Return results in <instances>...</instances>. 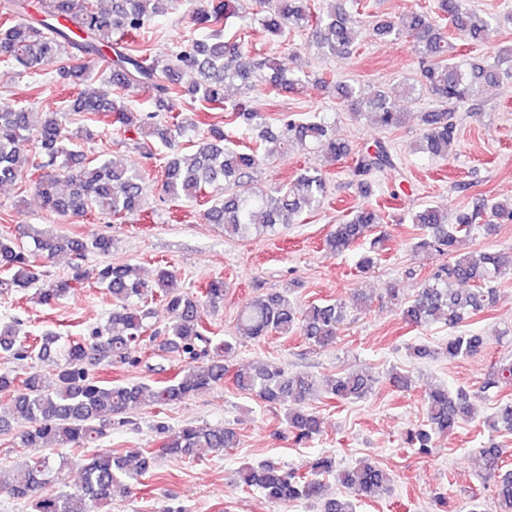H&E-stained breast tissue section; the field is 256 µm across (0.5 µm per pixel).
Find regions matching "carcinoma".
Listing matches in <instances>:
<instances>
[{"label": "carcinoma", "mask_w": 512, "mask_h": 512, "mask_svg": "<svg viewBox=\"0 0 512 512\" xmlns=\"http://www.w3.org/2000/svg\"><path fill=\"white\" fill-rule=\"evenodd\" d=\"M337 7L318 13L311 0H261V24L279 36L285 25L307 30L310 42L321 53L347 56L357 46L360 31L338 0ZM176 0H44L38 13L31 11L30 0H8L0 13V55L30 74H39L64 54L77 51L101 62L106 82L121 92L144 88L162 102L181 94L199 101L207 109L203 118H189L162 125L153 112H134L123 97L81 88L89 79L84 65L63 66L58 81L72 87L68 111L108 119L127 132L153 138L171 150L164 166V191L191 203L208 199L203 216L209 224L224 225L225 234L245 238L251 229L274 232L294 223L306 211L321 206L327 196V177L319 171H305L278 183L264 193L250 192L244 178L259 165L263 146L276 145L281 152L298 145L315 144L330 161L351 154L348 143L330 136L331 118L316 113L303 119L279 116L270 122L259 109L243 102L230 103L224 89L234 83L249 88L255 82L274 89L302 84V76L286 71L272 58L254 60L242 39H225L224 27L239 16L237 0H208L193 9L197 25L209 33L193 38L167 57L155 56L147 48L129 47L126 37L140 31L149 21L175 8ZM437 18H446L453 29L472 42H480L490 21L466 8L464 0H437ZM372 34L378 39H412V51L422 63L419 78L405 83L398 94L360 97L347 85L336 86L337 95L354 113L365 116L382 129L401 126L406 105L424 91L431 92L444 109L426 112V132L422 149L448 158L457 147L456 112L479 100L490 85L512 75V69L500 68L499 60L478 63L468 59L443 30L424 12H409L396 21L377 20ZM189 71L195 76L191 85L180 88L179 75ZM32 141L41 154L34 162L22 150ZM72 136L60 112H32L27 109L0 110V185L33 175L34 190L43 207L62 217L97 212L113 218L140 217L146 212L142 196V175L112 159L87 158L68 148ZM393 166L387 146L378 141L371 152L361 153L352 169L353 183L359 193H371L369 176ZM512 220V201H485L471 210L453 216L432 205L411 214V223L430 232L417 243L420 249H434L452 255L419 286L414 299L402 308L408 325L421 326L434 320L450 328L463 326L466 320L490 308L496 301L492 283L512 273V249L485 251L472 249L469 241L476 228L490 235L495 221ZM379 224L376 211L362 206L350 212L342 223L327 234L326 245L343 253L359 240L371 237L369 251L359 261L367 272L377 264L386 237L375 234ZM112 238L102 235L92 241L77 236L59 235L37 224L18 225V236L0 237V293L17 289L34 290L32 300L51 306L66 296L73 284L89 277L85 261L89 254L107 255ZM58 253L70 257V272L46 278L39 258ZM98 287L112 297V310L103 323L88 328L79 341L61 342V337L46 332L27 343L19 338L18 321L0 322V354L24 362L51 356L59 345L61 358L53 377L31 369L17 379L12 369H0V391L12 393L13 410L29 426L15 433L22 448H49L72 444L90 447L105 438L115 424L128 422L127 414L142 405L156 408L180 403L190 396L224 385L235 344L226 339L215 341L204 320L207 308L224 302V280L212 279L200 295L177 285L174 271L158 267L143 277L129 265L107 264L96 273ZM160 301L170 321L153 338L160 346L178 352L187 359L186 367L173 378L155 385L121 383L106 385L90 373L88 363L104 362L119 369L139 362L144 334L151 329L149 304ZM347 303L342 301L296 306L280 292L259 294L249 299L237 318L238 336L259 339L269 335L300 334L315 346L335 343L339 326L346 317ZM483 336L464 331L448 337L442 347L450 359H466L484 348ZM512 383V363L500 366L484 382L485 389ZM375 380L359 371H348L323 383L309 374H290L285 369L257 363L233 373L237 390L271 405L285 407L289 432L298 440H310L321 433V420L300 407L306 399L320 393L340 402L366 398ZM427 426L408 432L406 443L416 453L432 452L433 436L448 434L475 414L470 395L454 393L445 386H432L424 396ZM497 431L512 433V405L500 408L491 418ZM161 436L163 451L170 455L195 457L204 452L224 456V450L237 446L234 429L222 425L185 424L172 427L163 421L154 425ZM506 449L492 443L481 449L485 471L494 478L492 505L464 504L461 512H512V470L504 468ZM154 453L143 448L121 455L110 449L92 454L81 466V481L74 492H45L50 484H68L65 463L46 454L31 455L16 466L0 465V493L25 500L33 512H101L111 501L112 489L142 484L151 471ZM336 476L345 487L367 497H380L388 491V477L377 466L360 461L351 468L336 469L330 458L317 460L307 471L284 470L270 462L246 465L236 471L235 482L257 487L274 503L307 501L321 504V512H355L351 499L325 495L323 477Z\"/></svg>", "instance_id": "carcinoma-1"}]
</instances>
